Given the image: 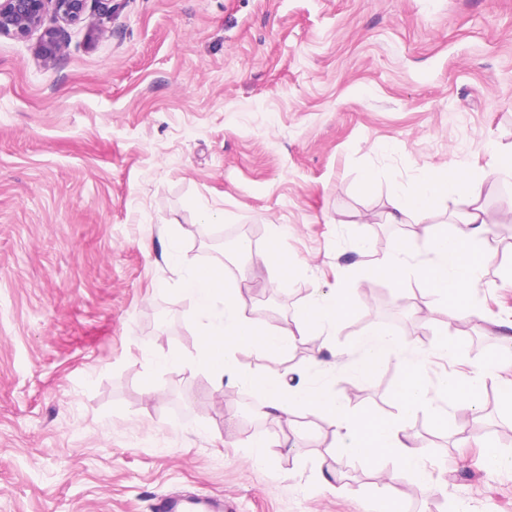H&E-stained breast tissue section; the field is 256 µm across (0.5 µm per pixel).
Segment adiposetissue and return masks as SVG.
I'll return each mask as SVG.
<instances>
[{
    "instance_id": "adipose-tissue-1",
    "label": "adipose tissue",
    "mask_w": 512,
    "mask_h": 512,
    "mask_svg": "<svg viewBox=\"0 0 512 512\" xmlns=\"http://www.w3.org/2000/svg\"><path fill=\"white\" fill-rule=\"evenodd\" d=\"M454 206V227L432 223L431 218L444 201ZM386 221L390 224H422L424 245L429 256L411 263L413 249L408 240L397 242L391 253L378 258L372 272L391 280L412 279L422 285L428 312L451 319L469 309V298L477 288L491 254L475 249L474 243L485 232L489 218L479 203L475 178L469 170L452 175L439 168L421 171L414 185L397 187L388 199ZM238 250L246 259L239 276H227L223 264L208 263L184 268L179 286L192 301V321L201 344L193 358L176 350L149 351L152 363L161 369L189 367L210 374L216 383L251 392L260 414L276 415L293 421L297 412L307 408L336 425L342 454L361 459H390L394 465L416 479L422 491H429V475L417 438L407 429L405 419L417 406L429 403L419 363L403 358L398 337L387 329L369 331L361 342L362 354L353 374L366 380L371 374L398 359L399 380L393 390L398 413H354L346 399L336 396L323 383L310 380L288 385L277 374H260L239 361L244 352L276 361L305 338L328 342L353 310L351 297L340 288L309 300L294 309L290 321L273 326L247 309L241 295L245 278L261 271L274 270L280 278H290L279 249L278 237H271L259 251L247 242ZM484 379L453 375L441 381L438 392L448 407L434 411L436 426L448 425L449 412L472 411L483 391Z\"/></svg>"
}]
</instances>
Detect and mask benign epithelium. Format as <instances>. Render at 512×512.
Returning a JSON list of instances; mask_svg holds the SVG:
<instances>
[{"mask_svg":"<svg viewBox=\"0 0 512 512\" xmlns=\"http://www.w3.org/2000/svg\"><path fill=\"white\" fill-rule=\"evenodd\" d=\"M91 1L98 11L112 12V0H0V35L24 39L41 26L48 12L64 24L79 23L86 19ZM61 49L58 31L44 30L39 45L40 56L51 60Z\"/></svg>","mask_w":512,"mask_h":512,"instance_id":"benign-epithelium-1","label":"benign epithelium"}]
</instances>
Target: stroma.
<instances>
[{"label":"stroma","instance_id":"1","mask_svg":"<svg viewBox=\"0 0 512 512\" xmlns=\"http://www.w3.org/2000/svg\"><path fill=\"white\" fill-rule=\"evenodd\" d=\"M38 38L0 36V512H154L169 496L368 512L378 470L410 482L391 461L344 459L324 483L328 419L247 427L210 375L144 357L154 344L197 351L181 265L222 259L231 235L263 248L277 227L297 273H262L248 305L275 322L340 286L355 308L327 347L241 363L342 396L364 334L385 326L429 392L485 374L472 419L443 430L425 405L408 419L439 483L408 512H512V408L500 400L512 369L486 374L512 351V241L491 224L476 242L495 257L472 296L482 322L420 325L419 283L370 274L399 240L421 241L420 225L377 218L423 167L479 175L487 214L512 206V181L484 175L512 157V0H112L111 14L66 27L53 61ZM365 286L384 302L364 304ZM443 331L460 359L441 358ZM398 377L383 368L351 409L395 412ZM253 435L275 440L264 461Z\"/></svg>","mask_w":512,"mask_h":512}]
</instances>
